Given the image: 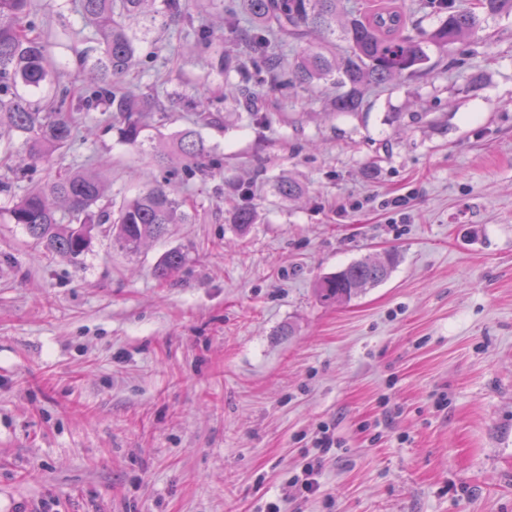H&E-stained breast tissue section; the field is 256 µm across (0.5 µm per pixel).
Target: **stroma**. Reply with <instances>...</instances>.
<instances>
[{
  "instance_id": "35a3bbf8",
  "label": "stroma",
  "mask_w": 512,
  "mask_h": 512,
  "mask_svg": "<svg viewBox=\"0 0 512 512\" xmlns=\"http://www.w3.org/2000/svg\"><path fill=\"white\" fill-rule=\"evenodd\" d=\"M33 3L70 80L94 31L70 0ZM193 41L170 23L124 77L186 92L155 122L166 144L194 100L220 116L201 135L222 176L177 184L192 223L136 254L102 233L72 262L8 215L44 170L0 193V512H512V13L359 114L297 87L256 100L264 125ZM84 123L60 167L99 173L116 203L161 179L101 113ZM172 249L187 262L158 281ZM388 253L385 282L318 300L321 278ZM242 203L238 205L229 217V223L235 224L241 230L248 228L249 224H254L255 210L248 201L251 198L248 189L241 190Z\"/></svg>"
}]
</instances>
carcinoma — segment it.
I'll return each mask as SVG.
<instances>
[{
	"label": "carcinoma",
	"instance_id": "carcinoma-1",
	"mask_svg": "<svg viewBox=\"0 0 512 512\" xmlns=\"http://www.w3.org/2000/svg\"><path fill=\"white\" fill-rule=\"evenodd\" d=\"M82 19L90 24L100 45L98 54L78 58V89L57 88L52 104L43 107L30 95L51 79L53 64L32 18V0H0V131L23 137L28 163L43 166L48 179L37 182L13 202L12 223L47 252L71 261L79 259L97 233L112 234V241L129 253H137L149 240L164 237L171 224H189L192 213L187 199L172 181L164 179L123 199L119 206L106 198L100 176L88 170L56 169L55 157L79 136L83 113L112 112L119 123L121 141L147 151L159 164L168 159L161 140L149 134L162 104L150 93L122 85V77L138 57L141 36L174 19L193 24L197 46L213 53L211 68L227 80V95L244 91L250 98L293 86L323 83L335 89L332 109L355 114L365 93L395 77L412 78L427 70L432 46L446 48L482 28L486 18L512 13V0H475L468 7L450 0H422L419 9L440 16L428 30L394 8L367 12L349 9L344 0H243L252 26L241 25L234 7L226 9L224 31L218 33L200 20L194 21L187 0H72ZM244 42L258 58L231 56L222 50L225 35ZM306 42L308 48L288 67L280 49L287 41ZM195 128L180 132L175 141L187 162L186 176L221 174L209 153L200 129L217 123L218 116L204 101L197 102ZM279 195L295 198L302 187L292 179L276 184ZM242 203L229 217L241 230L254 223L250 192L241 190ZM186 263L180 250L166 252L154 267L159 280L167 279ZM393 258L361 259L326 276L316 284L323 303H348L383 282Z\"/></svg>",
	"mask_w": 512,
	"mask_h": 512
}]
</instances>
